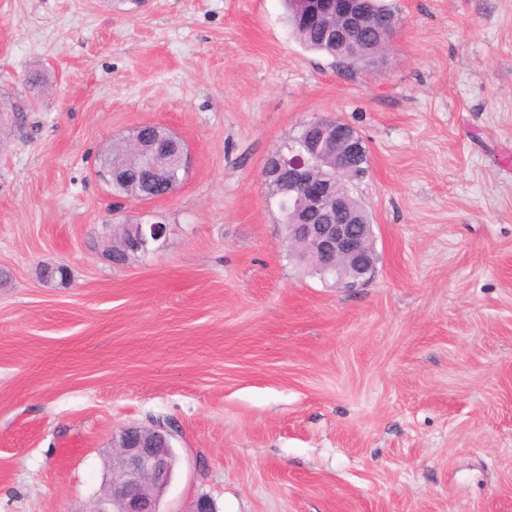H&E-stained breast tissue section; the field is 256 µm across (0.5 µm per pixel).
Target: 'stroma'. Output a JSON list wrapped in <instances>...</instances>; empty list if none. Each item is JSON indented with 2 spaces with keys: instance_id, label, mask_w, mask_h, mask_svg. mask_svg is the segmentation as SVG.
<instances>
[{
  "instance_id": "stroma-1",
  "label": "stroma",
  "mask_w": 512,
  "mask_h": 512,
  "mask_svg": "<svg viewBox=\"0 0 512 512\" xmlns=\"http://www.w3.org/2000/svg\"><path fill=\"white\" fill-rule=\"evenodd\" d=\"M390 2L344 68L282 0H0V512H91L113 434L159 422L162 512H512V0ZM316 116L369 152L354 293L288 259L261 176ZM149 122L188 172L115 196L97 157ZM147 211L164 243L114 265Z\"/></svg>"
}]
</instances>
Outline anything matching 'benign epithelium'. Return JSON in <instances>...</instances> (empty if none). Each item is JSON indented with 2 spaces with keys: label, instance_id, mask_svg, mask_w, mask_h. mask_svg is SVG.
Returning a JSON list of instances; mask_svg holds the SVG:
<instances>
[{
  "label": "benign epithelium",
  "instance_id": "benign-epithelium-1",
  "mask_svg": "<svg viewBox=\"0 0 512 512\" xmlns=\"http://www.w3.org/2000/svg\"><path fill=\"white\" fill-rule=\"evenodd\" d=\"M369 0H294L295 13L304 25L314 24L336 31V44L358 52V34L371 23ZM159 126L145 124L132 137L131 147L147 172L152 191L142 196L149 202L173 194L165 151L181 147L183 162H188L184 144L169 131L155 136ZM368 165L363 138L349 124L334 118L314 117L302 124L297 144L283 142L266 158L264 179L288 176L294 191L290 203L297 223L288 228V252L310 244L313 250L303 263L336 285L355 290L374 276L376 256L372 225L349 207V191L342 190L336 177L343 173L360 174ZM139 248L148 250L167 235V226L137 224ZM172 430L155 426L153 434L133 436L124 428L112 438V486L99 499L93 512H160L159 502L173 478L175 467Z\"/></svg>",
  "mask_w": 512,
  "mask_h": 512
}]
</instances>
